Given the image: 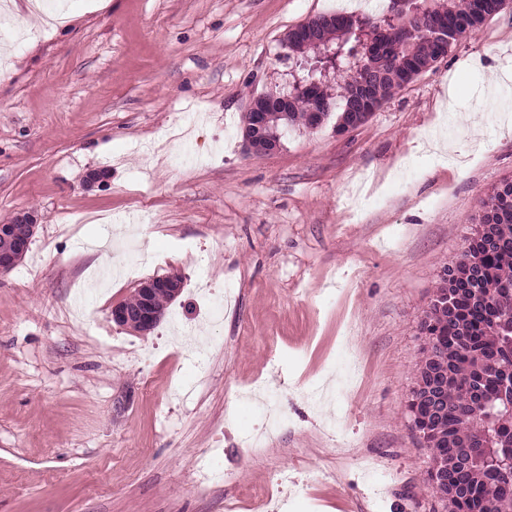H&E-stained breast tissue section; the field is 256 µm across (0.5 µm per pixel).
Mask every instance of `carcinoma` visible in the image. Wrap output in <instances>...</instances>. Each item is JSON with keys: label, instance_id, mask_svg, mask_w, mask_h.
Here are the masks:
<instances>
[{"label": "carcinoma", "instance_id": "cac0c4a2", "mask_svg": "<svg viewBox=\"0 0 512 512\" xmlns=\"http://www.w3.org/2000/svg\"><path fill=\"white\" fill-rule=\"evenodd\" d=\"M390 0V14H336L327 40L292 41L299 81L288 111L267 113L273 135L314 128L313 99L337 128L366 122L394 91L437 62L506 0ZM423 345L406 410L440 482L441 512H512V177L481 200L461 258L443 270L419 324Z\"/></svg>", "mask_w": 512, "mask_h": 512}]
</instances>
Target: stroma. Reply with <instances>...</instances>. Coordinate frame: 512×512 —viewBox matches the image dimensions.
<instances>
[{"label":"stroma","instance_id":"1","mask_svg":"<svg viewBox=\"0 0 512 512\" xmlns=\"http://www.w3.org/2000/svg\"><path fill=\"white\" fill-rule=\"evenodd\" d=\"M8 3L0 222L38 226L0 274V512H224L251 487L269 512H432L405 404L436 283L512 176V8L366 123L256 157L284 33L388 0H45L75 16L56 29ZM173 272L153 330L113 323ZM261 398L285 418L254 447Z\"/></svg>","mask_w":512,"mask_h":512}]
</instances>
